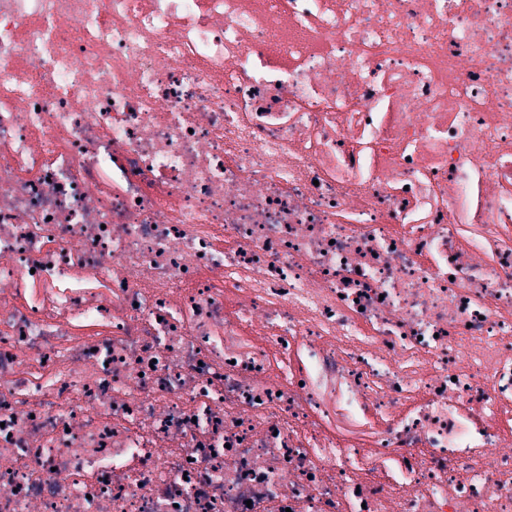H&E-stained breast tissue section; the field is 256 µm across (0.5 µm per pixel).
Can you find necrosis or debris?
I'll return each mask as SVG.
<instances>
[{"instance_id":"4bbe7bcc","label":"necrosis or debris","mask_w":512,"mask_h":512,"mask_svg":"<svg viewBox=\"0 0 512 512\" xmlns=\"http://www.w3.org/2000/svg\"><path fill=\"white\" fill-rule=\"evenodd\" d=\"M0 512H512V0H0Z\"/></svg>"}]
</instances>
